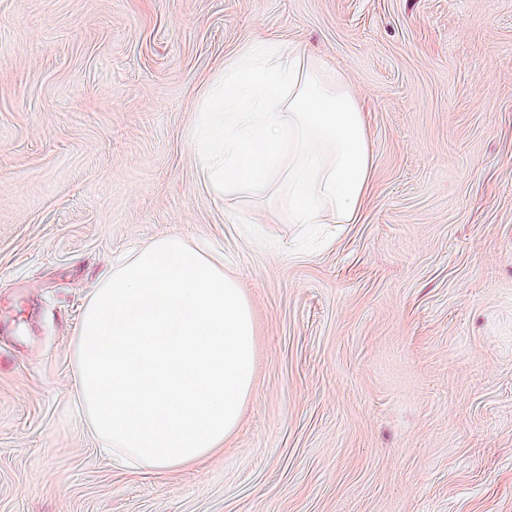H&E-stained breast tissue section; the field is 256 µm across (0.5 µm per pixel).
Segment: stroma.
<instances>
[{
    "label": "stroma",
    "instance_id": "obj_1",
    "mask_svg": "<svg viewBox=\"0 0 512 512\" xmlns=\"http://www.w3.org/2000/svg\"><path fill=\"white\" fill-rule=\"evenodd\" d=\"M262 40L364 114L353 223L205 187L203 91ZM168 236L223 254L255 380L223 448L131 474L72 341ZM0 512H512V0H0Z\"/></svg>",
    "mask_w": 512,
    "mask_h": 512
}]
</instances>
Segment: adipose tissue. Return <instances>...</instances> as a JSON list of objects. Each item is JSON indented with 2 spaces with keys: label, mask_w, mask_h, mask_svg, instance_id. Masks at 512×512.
I'll list each match as a JSON object with an SVG mask.
<instances>
[{
  "label": "adipose tissue",
  "mask_w": 512,
  "mask_h": 512,
  "mask_svg": "<svg viewBox=\"0 0 512 512\" xmlns=\"http://www.w3.org/2000/svg\"><path fill=\"white\" fill-rule=\"evenodd\" d=\"M198 155L218 197H268L292 224L356 218L370 182L361 112L340 79L306 54L256 44L225 66L198 114Z\"/></svg>",
  "instance_id": "ef3b65f1"
}]
</instances>
